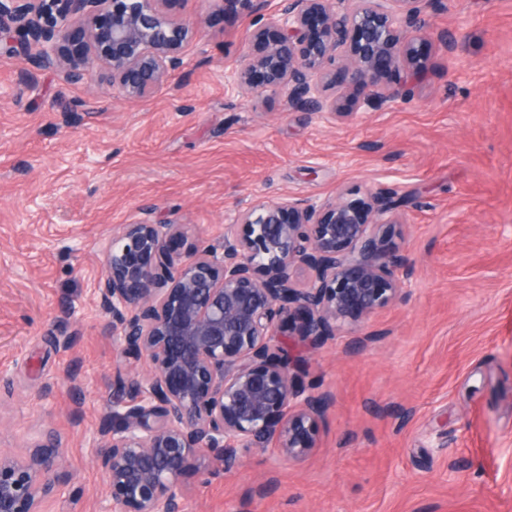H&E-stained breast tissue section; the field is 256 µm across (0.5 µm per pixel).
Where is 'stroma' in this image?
Returning <instances> with one entry per match:
<instances>
[{
    "label": "stroma",
    "instance_id": "stroma-1",
    "mask_svg": "<svg viewBox=\"0 0 512 512\" xmlns=\"http://www.w3.org/2000/svg\"><path fill=\"white\" fill-rule=\"evenodd\" d=\"M174 13L209 25L142 99L0 56V450L55 432L46 512H102L91 451L124 358L95 288L121 225L219 247L255 198L382 191L402 203V297L315 350L304 315L279 325L330 397L317 448L191 474L185 512H512V0H447L431 23L457 41L418 37L411 97L369 109L337 87V122L226 86L248 18L216 0Z\"/></svg>",
    "mask_w": 512,
    "mask_h": 512
}]
</instances>
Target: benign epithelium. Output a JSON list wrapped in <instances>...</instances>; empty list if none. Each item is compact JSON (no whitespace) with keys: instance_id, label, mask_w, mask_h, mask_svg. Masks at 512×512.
I'll return each instance as SVG.
<instances>
[{"instance_id":"1","label":"benign epithelium","mask_w":512,"mask_h":512,"mask_svg":"<svg viewBox=\"0 0 512 512\" xmlns=\"http://www.w3.org/2000/svg\"><path fill=\"white\" fill-rule=\"evenodd\" d=\"M254 30L226 75L288 111L341 120L329 90L379 107L410 94L413 43L426 10L445 0H221ZM173 0H0V54L37 69L67 65L144 98L183 64L202 18L177 19ZM399 203L375 193L351 205L295 196L257 200L224 225V248L187 244L180 224H124L96 288L112 340L149 369L118 379L94 462L105 512H183L184 479L208 462L230 473L239 453L275 442L288 460L317 445L329 399L307 391L303 364L278 339L279 320L306 315L318 349L399 299L407 257L395 241ZM132 396L127 401L125 396ZM65 449L52 433L23 457L0 451V512H46Z\"/></svg>"}]
</instances>
